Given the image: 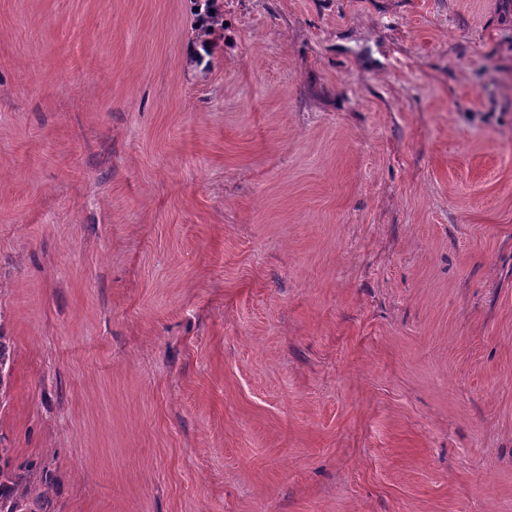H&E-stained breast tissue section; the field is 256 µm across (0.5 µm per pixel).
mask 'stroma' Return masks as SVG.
<instances>
[{
	"instance_id": "35a3bbf8",
	"label": "stroma",
	"mask_w": 512,
	"mask_h": 512,
	"mask_svg": "<svg viewBox=\"0 0 512 512\" xmlns=\"http://www.w3.org/2000/svg\"><path fill=\"white\" fill-rule=\"evenodd\" d=\"M0 0V434L54 512H512V0ZM11 347L5 336L0 334V406L6 398L11 371Z\"/></svg>"
}]
</instances>
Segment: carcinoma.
<instances>
[{
	"label": "carcinoma",
	"mask_w": 512,
	"mask_h": 512,
	"mask_svg": "<svg viewBox=\"0 0 512 512\" xmlns=\"http://www.w3.org/2000/svg\"><path fill=\"white\" fill-rule=\"evenodd\" d=\"M11 347L0 335V405L7 398ZM51 482L27 469L12 467V449L0 446V512H51Z\"/></svg>",
	"instance_id": "obj_1"
}]
</instances>
